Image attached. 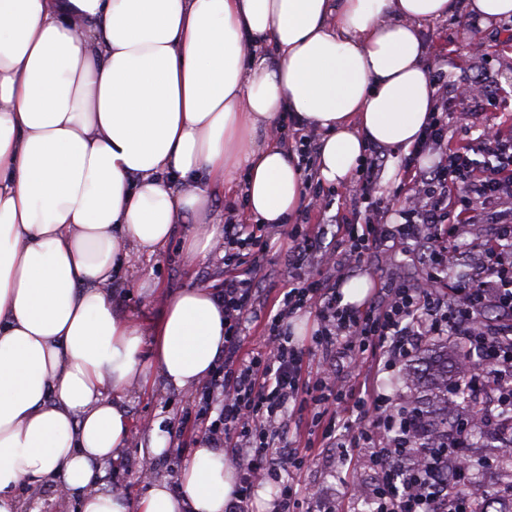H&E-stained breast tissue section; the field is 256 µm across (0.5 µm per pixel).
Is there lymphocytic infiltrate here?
<instances>
[{
    "label": "lymphocytic infiltrate",
    "mask_w": 512,
    "mask_h": 512,
    "mask_svg": "<svg viewBox=\"0 0 512 512\" xmlns=\"http://www.w3.org/2000/svg\"><path fill=\"white\" fill-rule=\"evenodd\" d=\"M449 104L441 102L426 131L425 144L439 158L427 169L405 164V204L394 220L383 219L375 187L383 165L369 150L358 179L356 206L362 224H340L338 255L327 254L322 224L284 225L288 240V289L278 310L261 308L254 288L265 270L264 227L228 215L224 224V368L208 378L204 395L218 406L216 419L199 413L185 418L180 433L210 448H228L240 481L224 512H251L257 482L279 481L272 512H305L296 485L306 456L288 446L293 415L312 402L325 422L321 445L339 458H368L375 475L372 512H470L458 485L471 481L467 454L474 425L471 413L457 415L449 448L423 447L418 412L367 382L351 381L368 348L379 351L377 368L393 371L408 363L423 342L460 339L474 353L470 394H491L483 423L512 413V135L493 127L474 134L472 126L448 128ZM495 225L492 239L463 242L478 222ZM423 244L418 259L424 278L380 289L364 308L343 304L346 272L365 254L384 246L409 251ZM468 274L456 278L458 266ZM313 309L319 322L315 349L294 342L284 322L298 310ZM265 319L263 344L245 352L242 327L254 315ZM317 362L307 376L306 361Z\"/></svg>",
    "instance_id": "lymphocytic-infiltrate-1"
}]
</instances>
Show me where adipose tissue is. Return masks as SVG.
<instances>
[{"instance_id":"1","label":"adipose tissue","mask_w":512,"mask_h":512,"mask_svg":"<svg viewBox=\"0 0 512 512\" xmlns=\"http://www.w3.org/2000/svg\"><path fill=\"white\" fill-rule=\"evenodd\" d=\"M453 0H0V512L54 482L81 512H127L102 466L131 436L122 394L187 390L224 352V304L186 288L150 352L105 289L245 169L246 204L285 224L305 198L289 112L322 133L317 174L348 183L368 146L408 151L435 110L421 32ZM272 43L267 60L258 49ZM222 452L138 512H224Z\"/></svg>"}]
</instances>
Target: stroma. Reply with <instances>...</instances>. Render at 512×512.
<instances>
[{
    "label": "stroma",
    "mask_w": 512,
    "mask_h": 512,
    "mask_svg": "<svg viewBox=\"0 0 512 512\" xmlns=\"http://www.w3.org/2000/svg\"><path fill=\"white\" fill-rule=\"evenodd\" d=\"M463 4H456L448 17L425 26L422 39L427 47L425 61L429 71L443 70L449 85L462 82L471 71H478L495 86L500 107L482 114L485 123L498 125L512 133V19L490 22L478 32L469 33L459 26L465 15ZM198 218L187 217L176 225L166 246L156 254L139 256L109 286L112 305L119 314L131 317L144 335H151L167 298L185 288H216L224 281V243L216 241L206 260L188 261L185 248ZM265 275L259 282L266 305L280 304L288 274V242L276 230H269ZM356 275L368 276L373 288H386L397 280H416L422 274L418 261L392 251L366 254ZM150 284L152 294L142 291ZM122 406L131 421L132 437L112 462V479L105 490L120 492L129 507H136L148 486L139 479L142 462L152 461L156 476L178 489L186 460L195 449L190 438L179 436L178 425L187 412L204 408L201 388L174 390L163 378L150 374L146 383L133 385L123 396ZM160 428L170 440V448L159 456L148 450V433ZM348 476V468L332 452L315 454L302 477L306 507H315L319 498L333 496Z\"/></svg>",
    "instance_id": "35a3bbf8"
}]
</instances>
